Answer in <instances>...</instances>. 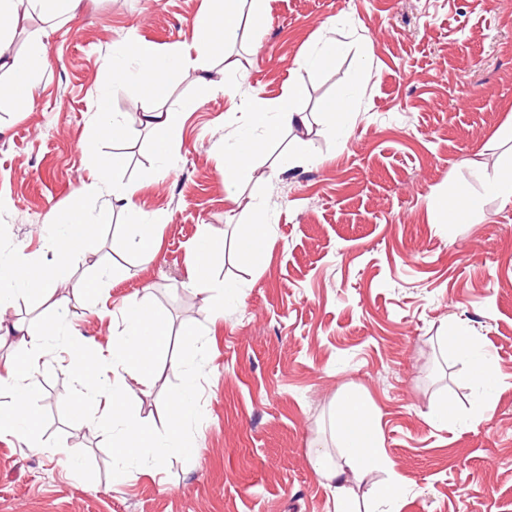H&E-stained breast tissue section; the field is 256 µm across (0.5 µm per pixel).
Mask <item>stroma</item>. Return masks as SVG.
<instances>
[{
    "label": "stroma",
    "instance_id": "35a3bbf8",
    "mask_svg": "<svg viewBox=\"0 0 512 512\" xmlns=\"http://www.w3.org/2000/svg\"><path fill=\"white\" fill-rule=\"evenodd\" d=\"M208 8L81 0L48 41L36 109L0 101V191L12 202L0 212V252L21 247L51 262L37 227L90 179L92 137L102 156L120 153L114 177L136 187L141 211L168 213L147 263L123 230L129 216L115 211L57 292L106 377L121 330L110 315L146 297L169 344L132 409L158 422L184 384L177 362L194 358L196 454L113 484L112 444L97 426L109 406L73 412L81 386L51 345L32 403L41 451L0 436V512H337L308 448L328 435L350 389L372 407L402 486L390 498L388 475L372 474L355 489L354 512H512V203L485 184L512 162V0H264L259 21L242 0L236 39L207 61L214 80L238 82V97L219 92L187 113L169 170L146 180L160 160L138 121V92L109 78L102 60L131 39L192 42ZM329 39L342 46L331 62L297 69ZM291 83L306 127L257 135L248 175L227 192L214 145L240 125L242 97L272 100ZM353 87L350 111L328 121L322 101ZM102 92L124 116L121 141L92 130ZM288 155L296 162L285 173ZM462 186L479 207L432 223L429 199ZM260 205L270 244L246 262L233 243ZM204 224L224 240L214 281L243 296L216 322L204 296L182 286ZM109 262L120 276L88 294L85 282ZM450 335L470 337L489 359L487 388L443 346ZM481 400L488 408L477 417ZM61 448L80 450L77 471L60 467Z\"/></svg>",
    "mask_w": 512,
    "mask_h": 512
}]
</instances>
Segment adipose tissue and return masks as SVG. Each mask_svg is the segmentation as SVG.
Masks as SVG:
<instances>
[{"label": "adipose tissue", "instance_id": "adipose-tissue-1", "mask_svg": "<svg viewBox=\"0 0 512 512\" xmlns=\"http://www.w3.org/2000/svg\"><path fill=\"white\" fill-rule=\"evenodd\" d=\"M76 0H0V73L8 76L7 85H0V97H7L17 112L31 111L35 93L46 71L44 34H36L24 55L11 51L16 25L21 14L36 12L48 20L68 18ZM241 0H210L209 10L194 21L195 40L189 47L172 46L160 50L156 45L132 41L122 51L123 65L106 59L108 75L119 76L123 82L136 84L140 93L141 123L155 136L156 147L165 154L177 149L186 113L201 108L216 92L235 93L232 84H221L200 78L199 89L193 98L177 109L160 105L171 74L177 69H204L208 56L237 35V19ZM301 89L289 85L274 100L259 97L249 99L246 127H264L274 134L280 127L305 125L306 117L297 107ZM120 162L119 154L107 158L94 157L98 171L96 179L79 182L69 206L50 212L38 233L52 252L55 262L51 270L23 249L15 248L0 255V331L8 329L9 318L18 295L36 301L53 300L59 315L46 324L40 333L18 328L16 342L17 364L0 373V391L10 392V408L0 410V434L17 437L27 450L39 448L36 423L29 404L36 392L37 378L46 366L43 348L54 336H63L69 355V367L85 381L82 398L76 399V409H83L85 400H105L110 405L98 426L112 442V471L115 482H122L130 469L144 468L161 473L173 457H189L194 448L187 431L196 417L193 403V377H186L185 387L173 402L165 417L163 431L144 423L131 409L132 383L149 379L154 360L167 347L169 334L165 321L142 299L127 300L117 312L123 326L112 342V381L99 379L97 363L86 340L79 333L65 309L64 298L56 297L54 282L67 279L70 266L82 253L97 225L106 223L114 210L136 216L128 225L132 245L144 261L157 255L156 227L168 223L167 213L157 211L141 215L135 202L134 188L110 180V173ZM224 250L223 239L215 237L208 225H201L192 245L193 265L185 282L186 288L200 294H211L214 284L208 275L214 257ZM371 408L358 393L340 399L334 407L330 428L333 438L341 445V455H333L320 443L309 448V463L313 471L325 480L336 493L339 512H351L352 485L372 473L392 471L393 465L378 449L379 436L370 425Z\"/></svg>", "mask_w": 512, "mask_h": 512}]
</instances>
